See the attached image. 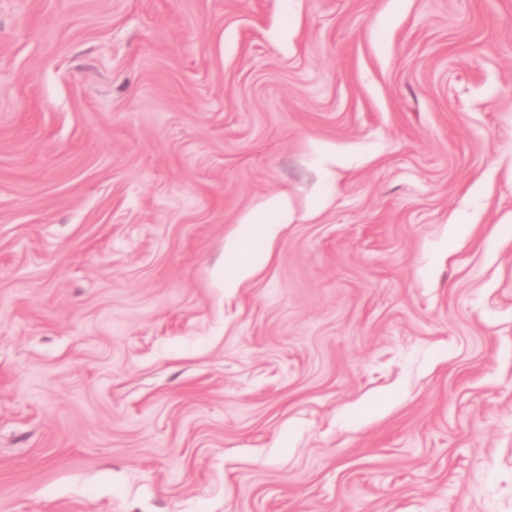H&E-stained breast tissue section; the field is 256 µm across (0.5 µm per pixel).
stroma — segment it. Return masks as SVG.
Wrapping results in <instances>:
<instances>
[{"label": "stroma", "instance_id": "1", "mask_svg": "<svg viewBox=\"0 0 512 512\" xmlns=\"http://www.w3.org/2000/svg\"><path fill=\"white\" fill-rule=\"evenodd\" d=\"M0 512H512V0H0ZM271 221V225H265L263 233L269 240L275 236V227L282 224H290L294 221V213L288 192L282 191L275 195L267 197L260 205Z\"/></svg>", "mask_w": 512, "mask_h": 512}]
</instances>
